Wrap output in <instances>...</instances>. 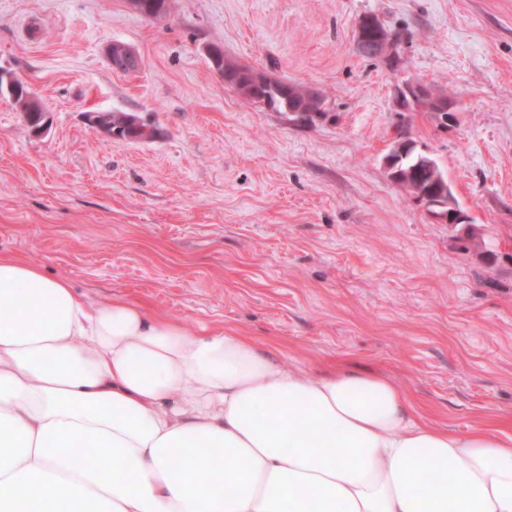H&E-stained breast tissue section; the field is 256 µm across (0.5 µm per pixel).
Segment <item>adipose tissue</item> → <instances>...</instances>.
<instances>
[{
    "instance_id": "adipose-tissue-1",
    "label": "adipose tissue",
    "mask_w": 512,
    "mask_h": 512,
    "mask_svg": "<svg viewBox=\"0 0 512 512\" xmlns=\"http://www.w3.org/2000/svg\"><path fill=\"white\" fill-rule=\"evenodd\" d=\"M0 512H512V421L461 434L0 256Z\"/></svg>"
}]
</instances>
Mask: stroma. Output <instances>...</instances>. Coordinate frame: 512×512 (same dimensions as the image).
I'll return each instance as SVG.
<instances>
[{
	"mask_svg": "<svg viewBox=\"0 0 512 512\" xmlns=\"http://www.w3.org/2000/svg\"><path fill=\"white\" fill-rule=\"evenodd\" d=\"M0 0V70L47 111L33 133L0 95V255L97 302L279 347L289 368L350 365L465 433L512 418V0ZM364 14L403 30V69L361 55ZM116 41L140 59H106ZM315 86L305 123L227 87L206 49ZM447 94L441 127L396 84ZM133 114L113 139L87 113ZM434 157L478 235L434 221L389 179L399 129ZM107 58L112 69L120 72L139 65V58L134 50L123 43H112L107 48Z\"/></svg>",
	"mask_w": 512,
	"mask_h": 512,
	"instance_id": "obj_1",
	"label": "stroma"
}]
</instances>
